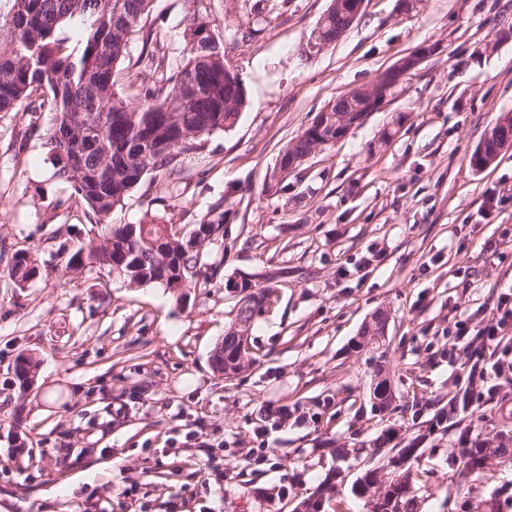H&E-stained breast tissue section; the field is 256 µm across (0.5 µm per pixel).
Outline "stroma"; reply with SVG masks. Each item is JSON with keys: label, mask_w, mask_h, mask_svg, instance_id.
<instances>
[{"label": "stroma", "mask_w": 512, "mask_h": 512, "mask_svg": "<svg viewBox=\"0 0 512 512\" xmlns=\"http://www.w3.org/2000/svg\"><path fill=\"white\" fill-rule=\"evenodd\" d=\"M330 3L154 0L153 40L133 37L120 95L132 104L141 83L163 86L200 11L247 104L235 127L177 158V179L147 174L104 224L30 134V103L0 112V512H129L134 500L164 512L172 499L178 512H295L318 495L323 512H368L353 489L366 469L393 471L395 452L369 445L390 427L420 440L408 463L419 512L512 493V465L465 479L449 463L456 433L426 432L468 385L455 322L478 325L512 291V149L481 170L471 162L512 112V0H366L316 52ZM422 47L382 110L269 191L318 112ZM146 48L162 70L144 66ZM220 199L229 236L203 249L183 298L70 261L108 228L153 215L190 227ZM19 252L38 267L22 284L8 275ZM239 272L280 280L249 330L252 363L227 379L210 355L236 314L224 281ZM377 311L389 316L383 350L351 349ZM20 356L37 363L28 387L13 375ZM381 368L399 404L386 419L370 410ZM473 423L512 430V385L468 407L460 425Z\"/></svg>", "instance_id": "35a3bbf8"}]
</instances>
